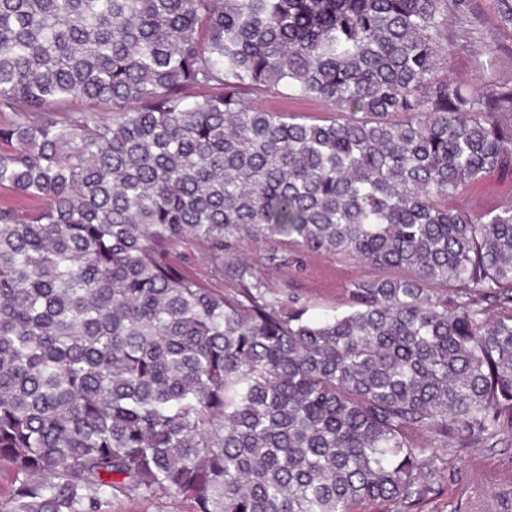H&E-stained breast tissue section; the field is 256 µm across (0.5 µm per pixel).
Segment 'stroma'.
I'll return each instance as SVG.
<instances>
[{
  "label": "stroma",
  "instance_id": "1",
  "mask_svg": "<svg viewBox=\"0 0 512 512\" xmlns=\"http://www.w3.org/2000/svg\"><path fill=\"white\" fill-rule=\"evenodd\" d=\"M464 19L448 21V69L466 83L495 82L512 74V30L496 22L495 0H470ZM512 199V171L493 170L450 203L480 214ZM364 268L328 257H303L288 280L321 312L340 305L344 287ZM418 512H512V447L467 448L451 453L448 468Z\"/></svg>",
  "mask_w": 512,
  "mask_h": 512
}]
</instances>
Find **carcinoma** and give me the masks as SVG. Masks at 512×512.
I'll use <instances>...</instances> for the list:
<instances>
[{"instance_id":"obj_1","label":"carcinoma","mask_w":512,"mask_h":512,"mask_svg":"<svg viewBox=\"0 0 512 512\" xmlns=\"http://www.w3.org/2000/svg\"><path fill=\"white\" fill-rule=\"evenodd\" d=\"M469 8L0 0V187L43 202L0 209V512H413L441 449L512 446V200L448 205L512 171V81L448 73ZM281 240L368 272L317 314L239 259ZM262 103L270 110L302 114L307 117H317L325 113L323 106L316 101H298L280 97H270L265 98ZM510 199L512 171L492 170L466 188L461 196L449 199L448 204L480 214L496 210ZM202 252V248L198 246L182 249L173 254L172 262L188 274L199 279L207 287L222 288L224 285L221 282L210 278L207 266L202 261Z\"/></svg>"}]
</instances>
